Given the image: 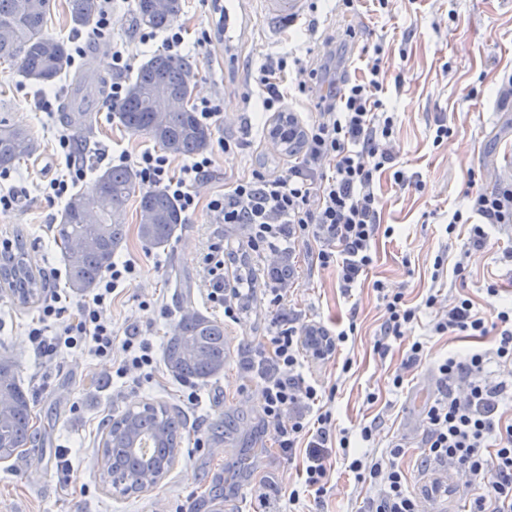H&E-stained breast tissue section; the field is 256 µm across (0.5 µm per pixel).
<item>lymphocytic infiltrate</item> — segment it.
Returning <instances> with one entry per match:
<instances>
[{
	"label": "lymphocytic infiltrate",
	"instance_id": "lymphocytic-infiltrate-1",
	"mask_svg": "<svg viewBox=\"0 0 512 512\" xmlns=\"http://www.w3.org/2000/svg\"><path fill=\"white\" fill-rule=\"evenodd\" d=\"M368 61L366 80H342L337 91L318 96L315 120L303 124L301 151L284 170L273 172L259 167L243 177H229L224 191L207 203L212 223L217 224L204 263L209 275V302L222 307L225 318L239 321L246 309L238 288L242 277L232 272L235 263L258 255L268 258L264 288L273 317L266 325L270 346L253 351L248 369L262 381V414L273 443L282 454L295 457L306 448L301 488L291 490L288 499L299 502L307 497L322 505L328 493L329 467L323 453L328 443L348 448L347 430L332 428L330 412L313 413L319 400L315 385L305 382L298 372L303 352L323 360L331 356L347 331L288 317L286 306L291 278L283 271L292 263L297 244H311L309 257L321 268H335L343 294H350L374 263L373 241L380 228L374 176L388 170L401 186L421 187L418 174H407L399 165L393 148L396 118L380 109L377 94L382 46H375ZM287 54L267 56L258 69L257 83L262 92L264 111L283 114L288 89L284 73ZM65 158L66 174L51 178L46 185L48 201L62 200L86 179V171L71 151L73 138L62 133L57 138ZM332 161V172H325V161ZM118 161L134 166L143 185L171 196L181 211L193 214L198 199L192 188L207 178L212 158L201 155L186 164L180 175H172L166 155L143 151L120 154ZM472 210L481 223L472 225L456 270L463 261L482 249L488 234L486 224L512 223V188L471 195ZM131 264H112L101 278L91 300L83 302L79 316L65 321V310L56 298L42 308L43 320H54L66 342L91 341L100 357H118L119 372L128 367L152 366L153 347L148 339L129 336L116 340L102 310L122 283L132 280ZM386 319L378 350L386 340L401 335L416 318L414 308L405 303L400 291L383 292ZM436 334L472 332L494 335L490 352H470L451 356L438 367L437 393L426 412V429L421 442L426 462L463 473L475 494L467 512H512V423H505L500 408L512 399V308L487 317L475 310L471 299L457 297L433 324ZM496 359L500 371L491 376L489 359ZM405 453L402 442H393L386 457H356L349 464L358 482L376 486L360 512H420V500L408 489V479L397 460Z\"/></svg>",
	"mask_w": 512,
	"mask_h": 512
}]
</instances>
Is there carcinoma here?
Here are the masks:
<instances>
[{
	"label": "carcinoma",
	"mask_w": 512,
	"mask_h": 512,
	"mask_svg": "<svg viewBox=\"0 0 512 512\" xmlns=\"http://www.w3.org/2000/svg\"><path fill=\"white\" fill-rule=\"evenodd\" d=\"M55 0H0V63L7 62L30 85L44 89L58 84L67 74L70 58L64 42L45 32ZM98 0H66L71 24H93ZM183 13L182 0H136V20L154 30H165ZM194 83L191 66L165 53L142 63L128 84L118 112L128 131L147 135L160 150L173 156H191L208 149L211 132L197 120L191 100ZM99 88L80 99L79 112L64 113L66 123L84 129L92 123L87 112ZM161 94L173 96L179 105L154 122V108ZM39 148L32 134L0 120V171L11 170L31 159ZM139 195L137 234L147 246L166 245L184 224L175 202L162 190L145 189L138 172L130 166H110L97 173L84 190L75 193L53 226L55 241L65 257L66 283L72 292L84 295L96 288L105 269L127 238L126 204ZM94 207L102 213L98 223H84L83 211ZM9 290L21 305L34 304L43 291L25 260L23 242L17 253L0 258V289ZM163 362L179 382L205 384L224 371L228 360L224 323L211 318L185 298L163 347ZM100 456V479L115 493L132 495L154 487L167 475L182 445L190 437L187 418L165 404L144 402L128 408L104 425ZM32 394L19 379L15 364L0 359V459L35 450ZM154 443L149 457L130 451L143 437Z\"/></svg>",
	"instance_id": "1"
}]
</instances>
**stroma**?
I'll return each instance as SVG.
<instances>
[{
	"mask_svg": "<svg viewBox=\"0 0 512 512\" xmlns=\"http://www.w3.org/2000/svg\"><path fill=\"white\" fill-rule=\"evenodd\" d=\"M46 25L49 35L83 46L80 66L70 69L68 80L39 90L20 76L15 67L0 65V119L30 130L39 143L37 154L11 171L0 190L19 197L17 206L0 208V242L23 239L27 260L60 295L67 314H74L78 295L65 285L61 251L50 230L58 223L64 202L48 203L44 187L66 166L56 133L72 83L112 80V43H121L132 67H139L160 51V40L143 42L141 26L126 0L112 4V37L98 38L93 29L73 30L66 16L65 0ZM179 19L186 30V59L194 74L195 97H219L222 114L213 128V159L207 180L195 191L200 209L185 219L181 231L161 248L146 247L137 235V199L127 203L128 235L115 258L136 268L131 283L120 286L104 317L117 339L138 333L149 338L155 354H162L178 315L179 290L191 293L196 309L223 320L222 309L207 299V273L203 255L213 226L205 209L207 201L224 189L225 174H241L256 166L285 169L293 158L282 145L263 136L267 119L261 92L254 81L257 69L271 54L290 53L299 65L291 69L288 84L303 78L304 70L330 60L325 83L339 76L341 64L350 75L364 79L367 52L384 48L379 80L382 109L397 112L394 147L398 162L408 173L418 174L423 189L402 188L389 173L378 175L376 193L381 222L392 235H379L376 260L365 280L343 296L334 270H322L301 261L296 288L288 298L290 312L306 316L327 328H352L348 341L326 360L304 358L301 373L306 382L321 389L322 404L337 428L347 429L351 445L373 456L386 454L392 440L405 438L406 452L399 460L412 492L429 489L431 468L422 458L424 410L437 382L434 366L449 355L488 350L491 338L463 332L436 335L431 331L435 312L424 305L436 294L439 306L456 297L471 298L484 313L512 304V224L489 226L484 249L472 255L462 274L450 271L433 279L436 255L447 266L455 265L471 225L481 218L471 211L469 182L484 186L485 172L501 173L500 185H512V101L501 102L498 90L504 76L512 74V0H389L378 9L372 0H356L353 8L338 0H319L317 7L293 21L274 20L265 0H253L246 18L237 19L232 35L216 33L212 43L197 46L201 28L214 11L210 0H184ZM51 99L57 111L41 112L42 98ZM93 122L82 140L88 176L112 165L120 153L153 149L145 135L124 129L103 99L91 105ZM250 117L251 131L242 119ZM443 120L453 133L434 145L432 130ZM246 136L248 145L238 155L225 157L216 140L221 136ZM467 216L454 233L445 228L454 212ZM400 289L417 318L403 336L389 339V350L379 354L375 342L385 320V306L375 283ZM498 285V296L487 293ZM272 312L262 297H254L240 322H225L230 357L223 372L211 382L188 388L176 381L163 361L153 367L132 368L118 375L109 358L94 354L90 343L59 345L50 356L39 355L30 331L44 327L46 336L58 334L55 323H42L40 305L21 307L0 297V356L12 357L26 387L34 393L40 444L31 455L0 460V512H259V495L267 483L292 489L301 480V460L287 461L266 435L262 418L261 386L246 372L240 355L247 347L267 343L264 334ZM426 341L418 367L404 374L402 388H393L389 375L415 340ZM197 402L188 405V392ZM375 403H368V394ZM145 402H165L180 409L193 432L189 445L169 474L154 488L119 497L100 480L96 449L109 415ZM236 417L231 434L215 433L213 424L224 413ZM372 427L364 442L360 433ZM67 450L70 471L59 468L58 454ZM332 465L330 490L322 512H358L374 496V486L357 482L343 464V450L329 448Z\"/></svg>",
	"mask_w": 512,
	"mask_h": 512,
	"instance_id": "1",
	"label": "stroma"
}]
</instances>
